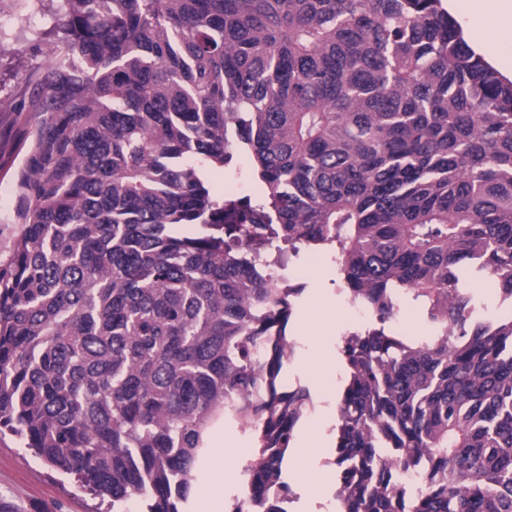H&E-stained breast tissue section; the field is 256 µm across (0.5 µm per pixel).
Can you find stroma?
Here are the masks:
<instances>
[{
    "label": "stroma",
    "instance_id": "obj_1",
    "mask_svg": "<svg viewBox=\"0 0 512 512\" xmlns=\"http://www.w3.org/2000/svg\"><path fill=\"white\" fill-rule=\"evenodd\" d=\"M56 22L51 15H32L24 38L0 56V201L6 203L5 208H0L1 260L9 256L14 241L23 232L22 225L13 223L12 218L17 205L13 174L22 160L17 141L25 120L21 108L27 97L26 77L46 70L50 59L43 32ZM300 264L304 292L287 333L302 335L303 346L292 359L289 371L300 377L302 386L321 404L311 423L318 426L322 439L291 454L287 483L296 512H325L326 506L334 502L336 474L330 461L335 454L336 399L340 388L336 374L316 377L307 363L321 335L312 311L315 302L322 299L335 305L337 324L348 322L349 313L335 282V264L318 252L301 255ZM255 447L253 435L232 425L218 427L211 435L208 458L191 492L190 512H225L227 498L238 494L240 483H225L223 498L209 500L212 459L232 450V465L238 470L252 458ZM0 512H112V508L108 500L82 490L74 479L60 476L34 458L16 437L8 434L0 437Z\"/></svg>",
    "mask_w": 512,
    "mask_h": 512
}]
</instances>
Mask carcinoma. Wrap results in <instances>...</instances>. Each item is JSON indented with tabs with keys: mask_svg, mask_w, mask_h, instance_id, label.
I'll use <instances>...</instances> for the list:
<instances>
[{
	"mask_svg": "<svg viewBox=\"0 0 512 512\" xmlns=\"http://www.w3.org/2000/svg\"><path fill=\"white\" fill-rule=\"evenodd\" d=\"M61 14L26 78L24 225L0 264V434L112 506L188 512L219 424L257 438L232 512H279L309 398L266 389L325 253L374 322L345 336L342 512H512V80L442 0H21ZM246 156L263 190L205 178ZM430 334L393 333L396 300ZM415 467L416 487L401 470Z\"/></svg>",
	"mask_w": 512,
	"mask_h": 512,
	"instance_id": "carcinoma-1",
	"label": "carcinoma"
}]
</instances>
